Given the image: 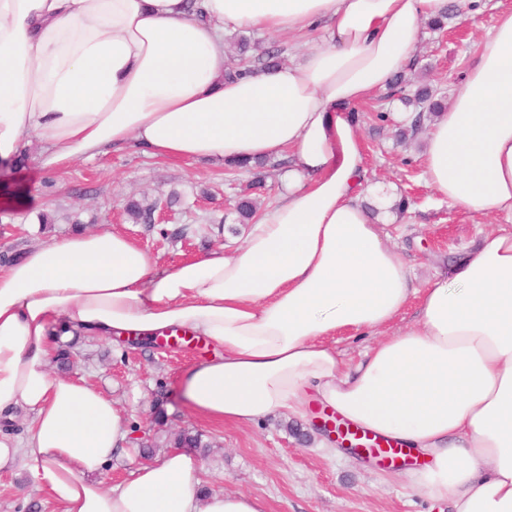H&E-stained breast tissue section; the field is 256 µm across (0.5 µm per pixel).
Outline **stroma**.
I'll use <instances>...</instances> for the list:
<instances>
[{"label":"stroma","mask_w":512,"mask_h":512,"mask_svg":"<svg viewBox=\"0 0 512 512\" xmlns=\"http://www.w3.org/2000/svg\"><path fill=\"white\" fill-rule=\"evenodd\" d=\"M500 7L511 9L512 0H480L477 8L448 20L444 30L422 28L412 53L415 79L453 96ZM353 108L370 185L393 188L396 197L410 202L406 217L387 226V242L409 267L413 285L425 288L506 221L471 217L437 198L425 181L419 140L396 143L393 125L372 118L377 111L403 112L398 99L374 96ZM249 181V175L228 173L217 158L162 159L133 146L47 174L35 145L24 165L0 171V198L16 202L0 208V252L21 253L72 233L71 213L79 214L84 230L129 236L160 269L215 250L229 252L243 243L249 227L234 223L224 199L246 190ZM173 192L180 199L172 206V221L136 224L124 210L129 199L164 198ZM43 212L55 214V223L41 225ZM214 354L203 341L190 347L135 348L119 336L89 339L77 347L73 373L112 399L129 431L128 445L113 458L105 487H116L141 465L140 442H157L160 457L170 449L169 438L186 429L210 445L208 451H193L204 467V489L251 493L264 502L266 512H448L447 503L411 489L407 466L383 467L341 448L326 454L320 446L324 435L315 428L320 407L300 422L310 436L306 442L298 441L290 420L279 415L238 427L195 413L183 398L182 379ZM0 512H57V507L29 473L18 471L0 476Z\"/></svg>","instance_id":"obj_1"}]
</instances>
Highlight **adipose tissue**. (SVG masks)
Listing matches in <instances>:
<instances>
[{"instance_id":"adipose-tissue-1","label":"adipose tissue","mask_w":512,"mask_h":512,"mask_svg":"<svg viewBox=\"0 0 512 512\" xmlns=\"http://www.w3.org/2000/svg\"><path fill=\"white\" fill-rule=\"evenodd\" d=\"M448 0H0V165L39 143L41 166L134 144L199 160L288 154V189L232 254L154 271L116 232L76 231L0 267V475L32 474L58 512H265L203 490L169 451L115 489L101 480L127 431L111 398L51 370L55 339L185 328L220 350L189 369L197 413L249 425L304 418L311 400L425 459L413 486L450 512H512V9L499 11L446 112L424 137L428 186L472 216L504 217L415 292L364 194L348 114L411 60ZM311 35L297 61L226 78L224 31ZM416 322L346 367L327 338L377 334L411 295Z\"/></svg>"}]
</instances>
